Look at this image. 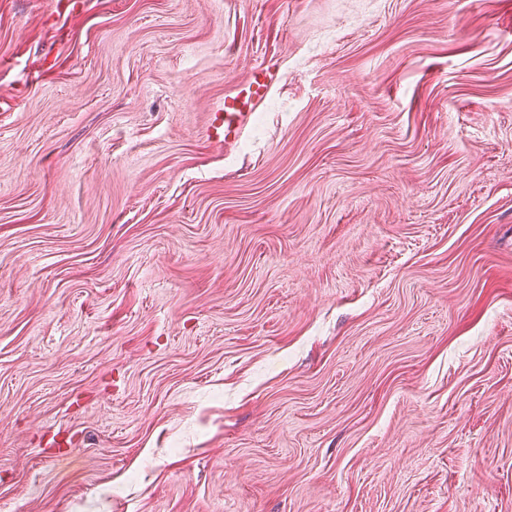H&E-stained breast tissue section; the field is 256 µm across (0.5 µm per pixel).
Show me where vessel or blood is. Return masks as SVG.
Wrapping results in <instances>:
<instances>
[{
  "label": "vessel or blood",
  "mask_w": 512,
  "mask_h": 512,
  "mask_svg": "<svg viewBox=\"0 0 512 512\" xmlns=\"http://www.w3.org/2000/svg\"><path fill=\"white\" fill-rule=\"evenodd\" d=\"M275 79L271 66H255L248 81L225 96L223 110L213 113L208 138L228 147L237 144L255 117L256 105L265 98Z\"/></svg>",
  "instance_id": "obj_1"
}]
</instances>
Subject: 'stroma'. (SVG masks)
<instances>
[{
  "label": "stroma",
  "mask_w": 512,
  "mask_h": 512,
  "mask_svg": "<svg viewBox=\"0 0 512 512\" xmlns=\"http://www.w3.org/2000/svg\"><path fill=\"white\" fill-rule=\"evenodd\" d=\"M77 2L0 0V512H512V0ZM276 79L271 66L257 65L245 83L224 97L222 112H213L207 129L208 139H215L224 147L238 143L252 123L256 105L267 95Z\"/></svg>",
  "instance_id": "obj_1"
}]
</instances>
